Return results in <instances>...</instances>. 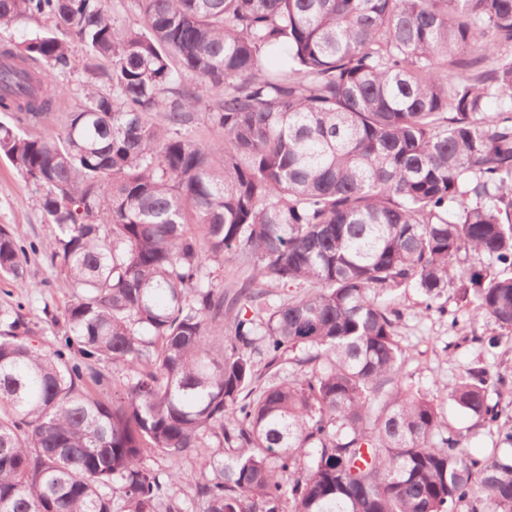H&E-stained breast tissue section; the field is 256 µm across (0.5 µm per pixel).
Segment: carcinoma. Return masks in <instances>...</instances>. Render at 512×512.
I'll return each mask as SVG.
<instances>
[{
  "label": "carcinoma",
  "instance_id": "carcinoma-1",
  "mask_svg": "<svg viewBox=\"0 0 512 512\" xmlns=\"http://www.w3.org/2000/svg\"><path fill=\"white\" fill-rule=\"evenodd\" d=\"M0 0V156L57 226L74 290L43 353L0 314V512H512V381L405 384L394 296L457 289L512 335V0ZM72 32L90 82L57 135ZM503 101L491 119L484 101ZM203 110L224 138L189 135ZM0 225V275L28 252ZM473 251L489 262L460 261ZM238 257L233 296L207 260ZM305 291L264 313L255 283ZM297 369L280 376L286 355ZM152 452L169 463L144 462ZM198 467L187 471L182 462Z\"/></svg>",
  "mask_w": 512,
  "mask_h": 512
}]
</instances>
